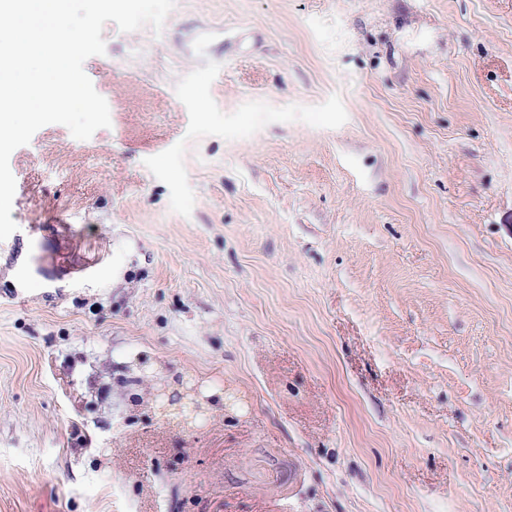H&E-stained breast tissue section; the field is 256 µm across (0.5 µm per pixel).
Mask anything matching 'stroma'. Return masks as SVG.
<instances>
[{
    "mask_svg": "<svg viewBox=\"0 0 512 512\" xmlns=\"http://www.w3.org/2000/svg\"><path fill=\"white\" fill-rule=\"evenodd\" d=\"M102 37L110 127L10 156L0 512H512V0Z\"/></svg>",
    "mask_w": 512,
    "mask_h": 512,
    "instance_id": "1",
    "label": "stroma"
}]
</instances>
